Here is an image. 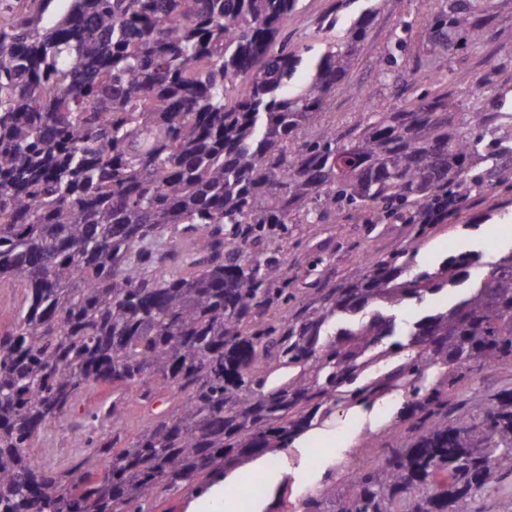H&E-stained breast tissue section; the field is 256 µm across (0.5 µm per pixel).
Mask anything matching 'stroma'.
<instances>
[{"instance_id":"1","label":"stroma","mask_w":512,"mask_h":512,"mask_svg":"<svg viewBox=\"0 0 512 512\" xmlns=\"http://www.w3.org/2000/svg\"><path fill=\"white\" fill-rule=\"evenodd\" d=\"M377 13L368 30V40L383 46L393 30L402 22L413 24L412 42L396 63L371 52H361L350 74L351 84L368 90L371 99L362 103L359 97L338 91L322 123L336 126L347 133L357 125L364 112H393L412 107L425 93L438 89L452 90L463 106L474 105L468 90L477 78L495 82L503 99L488 104V111L512 113V0H502L501 19L487 27L480 43H464L447 58L428 61L414 85L403 83L402 72L413 66L422 54V29L426 16L434 7L432 0H378ZM512 225V191L489 188L473 198L464 208L454 212L445 223L435 225L427 238L414 241L412 227L395 220L383 224L365 223L362 216L330 219L319 224L299 222L289 225L285 243L289 256L297 260L290 290L296 300H303L310 282L336 285L353 268L356 255L369 253L372 260L409 250L413 256L411 273L434 272L449 255L467 251L479 252L481 265L470 271L471 280H479L489 270L488 263L512 252V237L505 235ZM321 258L317 269H310L313 258ZM375 310L394 317V339L400 350L380 362L378 371L406 361L413 322L433 313L428 304L404 301L398 305L378 302ZM512 389V362L504 361L475 370L473 377L448 391V417L457 419L479 413L488 394ZM406 403L403 391L393 390L368 405L344 402L324 405L304 435L288 448L266 454L261 476L275 479V490H263L248 500L244 512H304L305 500L319 494L327 473H334L342 499L356 492L346 481L348 470L360 469L386 456L399 444L406 424L401 411ZM318 451V460H310V451Z\"/></svg>"}]
</instances>
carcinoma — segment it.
Segmentation results:
<instances>
[{
  "mask_svg": "<svg viewBox=\"0 0 512 512\" xmlns=\"http://www.w3.org/2000/svg\"><path fill=\"white\" fill-rule=\"evenodd\" d=\"M0 0V288L20 302L0 331V512H155L179 490L244 457L286 448L326 402L366 405L402 389L408 442L351 478L338 512H475L476 494L512 472V390L448 422L426 386L448 367L455 386L472 365L512 361V252L469 298L411 331L414 353L369 381L391 349L394 322L373 313L323 339L339 315L379 300H432L481 255L444 259L401 278L408 250L355 263L347 280L311 282L288 307V252L297 211L320 222L397 216L418 236L487 187L512 188V146L486 136L511 112L460 111L450 91L409 109L366 112L349 133L322 125L357 57L407 47L410 24L368 46L375 10L315 54L313 74L284 94L314 46H288L284 21L301 0ZM423 53L437 59L478 43L499 0H433ZM99 385L63 469L33 467L40 436ZM162 392L125 447L126 402ZM336 479L308 497L329 512Z\"/></svg>",
  "mask_w": 512,
  "mask_h": 512,
  "instance_id": "carcinoma-1",
  "label": "carcinoma"
}]
</instances>
